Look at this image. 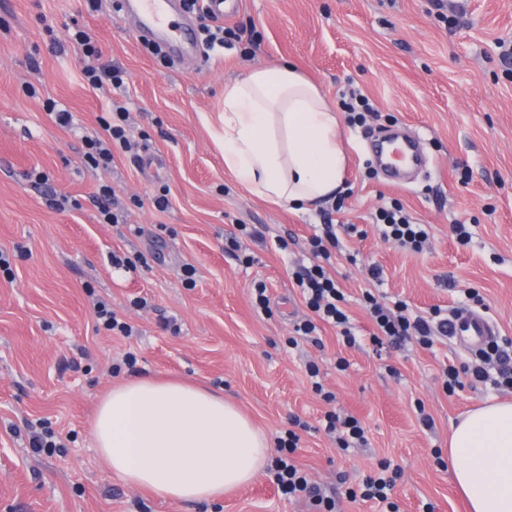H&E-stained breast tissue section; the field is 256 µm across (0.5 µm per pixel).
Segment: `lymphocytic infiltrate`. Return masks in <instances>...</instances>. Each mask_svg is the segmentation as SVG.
<instances>
[{
  "instance_id": "lymphocytic-infiltrate-1",
  "label": "lymphocytic infiltrate",
  "mask_w": 512,
  "mask_h": 512,
  "mask_svg": "<svg viewBox=\"0 0 512 512\" xmlns=\"http://www.w3.org/2000/svg\"><path fill=\"white\" fill-rule=\"evenodd\" d=\"M184 3L187 12L197 15L201 21L206 50L242 42L244 29L218 22L217 18L205 10L204 0H184ZM125 120V107L117 106L115 120L103 123L106 139H85L83 158L87 165L95 169L106 168L111 165L115 150H132L133 145L124 126ZM376 224L384 241L416 253L422 252L429 237L425 225L413 221L403 206L397 203L380 209L376 215ZM356 231L355 225L346 224L339 228L328 220L322 224L320 233L310 238V253L314 262L297 272L295 282L312 316L295 323L294 330L298 335L314 337L319 324L325 323L340 328L347 345H356L357 337L350 318L342 308L345 296L323 266L324 261L330 260L332 249L338 248L340 234L351 235ZM364 302L375 326L370 336L373 345L397 348L404 342L413 341L430 347L437 336H448L451 331V320L440 310H433L427 317L415 316L410 313L406 302L398 301L388 307L380 304L369 293L365 294ZM442 374L443 387L451 394L468 381H490L496 387L512 390V339H492L477 351L473 359L457 366H446ZM291 423V429L277 440L279 454L271 464L274 480L283 495L305 497L316 512H335V500L324 496L292 459L300 443V436L295 431L300 420L295 417Z\"/></svg>"
}]
</instances>
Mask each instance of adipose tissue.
<instances>
[{
    "label": "adipose tissue",
    "instance_id": "1",
    "mask_svg": "<svg viewBox=\"0 0 512 512\" xmlns=\"http://www.w3.org/2000/svg\"><path fill=\"white\" fill-rule=\"evenodd\" d=\"M339 116L292 68L224 85V167L251 194L307 211L344 191ZM93 435L108 469L171 501L207 502L264 466V435L223 396L188 381L140 378L100 403ZM448 458L470 512H512V402L468 412Z\"/></svg>",
    "mask_w": 512,
    "mask_h": 512
}]
</instances>
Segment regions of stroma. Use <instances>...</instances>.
Returning a JSON list of instances; mask_svg holds the SVG:
<instances>
[{
	"instance_id": "35a3bbf8",
	"label": "stroma",
	"mask_w": 512,
	"mask_h": 512,
	"mask_svg": "<svg viewBox=\"0 0 512 512\" xmlns=\"http://www.w3.org/2000/svg\"><path fill=\"white\" fill-rule=\"evenodd\" d=\"M232 21L254 29L252 54L238 45L173 63L143 47L135 14L91 11L85 0H0V250L11 262L0 275V512H311L305 499L281 496L265 469L203 503L165 501L113 476L91 423L112 387L141 376L223 393L265 434L273 458L277 436L299 417L308 429L295 461L337 512H378L347 490L383 463L400 473L399 512H467L442 462L451 427L484 403L512 401V391L479 383L446 394L443 365L468 357L451 338L377 356L363 294L389 307L405 301L423 316L474 307L512 338V61L498 48L512 41V0H447L442 11L433 0H239ZM74 24L126 71L124 96L84 83L91 59L68 40ZM288 64L333 108L352 84L377 111L368 129L340 126L347 169L338 219L359 233L341 236L329 271L363 338L354 348L331 327L315 341L293 332L308 313L294 273L309 262L319 211L259 199L224 168L225 82ZM116 101L136 148L91 168L84 140L102 136L99 120ZM53 103L72 112V128L54 122ZM397 126L423 137L429 165L393 185L369 165L364 134ZM34 169L47 184L31 182ZM104 184L121 223L99 221L92 197ZM56 194L68 196L66 210L50 207ZM160 194L169 200L163 212L153 204ZM395 201L427 225L423 252L379 237L373 217ZM458 221L470 226L468 242L451 233ZM241 224L265 236L245 258L228 243ZM115 254L135 259V269L114 268ZM374 265L383 283L369 277ZM258 281L271 314L252 306ZM141 297L147 308L135 307ZM102 302L134 336L97 328ZM316 381L334 401L315 392ZM419 403L433 430L419 424ZM329 411L361 421L367 444L339 448L321 428ZM32 422L60 447L33 451Z\"/></svg>"
}]
</instances>
